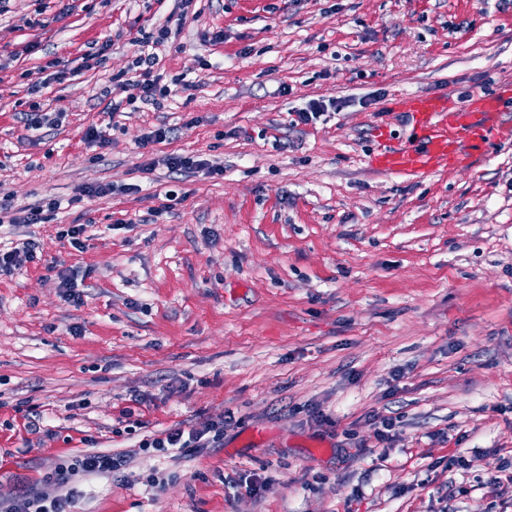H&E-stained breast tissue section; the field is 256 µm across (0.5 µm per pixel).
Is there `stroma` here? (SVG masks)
<instances>
[{"label":"stroma","instance_id":"35a3bbf8","mask_svg":"<svg viewBox=\"0 0 512 512\" xmlns=\"http://www.w3.org/2000/svg\"><path fill=\"white\" fill-rule=\"evenodd\" d=\"M178 4L0 14V199L68 204L0 223V246L39 243L0 277V508L60 495L45 474L87 451L129 461L75 476L73 512H512L490 484L512 464V95L469 164L375 165L412 132L402 96L512 83V0H196L153 70L183 88L105 112L138 96L135 42ZM159 127L173 140L145 143ZM172 153L224 175L171 173ZM96 184L112 194L81 197ZM205 419L216 447L139 448Z\"/></svg>","mask_w":512,"mask_h":512}]
</instances>
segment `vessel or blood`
Instances as JSON below:
<instances>
[{"mask_svg": "<svg viewBox=\"0 0 512 512\" xmlns=\"http://www.w3.org/2000/svg\"><path fill=\"white\" fill-rule=\"evenodd\" d=\"M410 113L417 140L387 146L377 157L385 170L422 175L450 162H469L497 129L501 112L494 95L476 94L457 104L445 98L411 95L399 104Z\"/></svg>", "mask_w": 512, "mask_h": 512, "instance_id": "1", "label": "vessel or blood"}]
</instances>
